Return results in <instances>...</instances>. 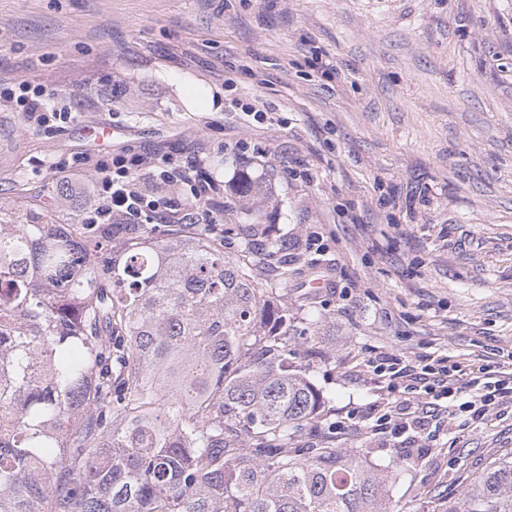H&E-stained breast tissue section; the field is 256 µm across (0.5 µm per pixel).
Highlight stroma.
<instances>
[{"mask_svg": "<svg viewBox=\"0 0 512 512\" xmlns=\"http://www.w3.org/2000/svg\"><path fill=\"white\" fill-rule=\"evenodd\" d=\"M44 79L78 119L31 126L0 100V211L22 198L82 214L85 155L205 160L226 188L225 254L246 224L287 242L293 302L316 321L292 359L334 400L299 447L331 432L395 463L391 512H446L512 449V404L463 428L442 414L372 430L375 411L419 396L369 366L391 353L473 369L512 351V0H0V86ZM192 81L219 110L188 106ZM243 173L271 203L244 209Z\"/></svg>", "mask_w": 512, "mask_h": 512, "instance_id": "obj_1", "label": "stroma"}]
</instances>
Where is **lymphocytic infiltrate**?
<instances>
[{
	"instance_id": "obj_1",
	"label": "lymphocytic infiltrate",
	"mask_w": 512,
	"mask_h": 512,
	"mask_svg": "<svg viewBox=\"0 0 512 512\" xmlns=\"http://www.w3.org/2000/svg\"><path fill=\"white\" fill-rule=\"evenodd\" d=\"M17 89L16 102L28 123L42 126L53 121L72 120L70 109L56 108L46 84L22 82ZM95 170L96 192L87 216L88 222L93 224H108L116 217L135 222L145 211L155 212L162 207L174 216L182 212L193 214L220 191L219 184L209 177H202L194 184L184 171L158 169L155 159L148 153L135 155L129 167L122 165L114 170L99 163ZM142 170L157 174L161 184L171 188L172 194L166 204L148 199L145 185L138 176ZM183 184L189 185L190 196H181L179 187ZM371 366L374 372L388 374L390 379L400 381L405 390L425 395L424 401L416 405H396L378 415L375 423L379 426L396 418L404 421L406 426L422 431L439 411L470 421L494 407L512 403V372L505 371L497 362L481 366L464 385L459 382L457 365L444 360L411 363L390 354L375 358Z\"/></svg>"
}]
</instances>
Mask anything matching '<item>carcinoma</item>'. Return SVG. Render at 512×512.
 Masks as SVG:
<instances>
[{
  "label": "carcinoma",
  "instance_id": "carcinoma-1",
  "mask_svg": "<svg viewBox=\"0 0 512 512\" xmlns=\"http://www.w3.org/2000/svg\"><path fill=\"white\" fill-rule=\"evenodd\" d=\"M185 228L0 223V512H389L360 450L295 446L332 397L289 358L313 323L280 240ZM448 512H512V454Z\"/></svg>",
  "mask_w": 512,
  "mask_h": 512
}]
</instances>
